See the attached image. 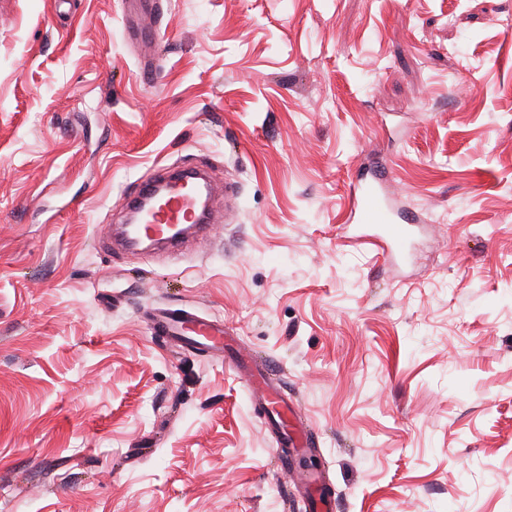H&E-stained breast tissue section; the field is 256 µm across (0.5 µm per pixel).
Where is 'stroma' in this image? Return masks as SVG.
I'll use <instances>...</instances> for the list:
<instances>
[{"instance_id":"35a3bbf8","label":"stroma","mask_w":512,"mask_h":512,"mask_svg":"<svg viewBox=\"0 0 512 512\" xmlns=\"http://www.w3.org/2000/svg\"><path fill=\"white\" fill-rule=\"evenodd\" d=\"M0 0V512H303L223 322L296 399L336 512H512V0ZM160 67L144 79V61ZM238 194L178 260L98 242L186 160ZM423 226L393 269L348 184ZM150 328L174 350H188L202 355L219 353L223 357L225 353L246 382L251 396L270 417L273 432L282 448L315 446L313 433L301 419L296 418V409L288 407L281 391L255 368L256 355L237 350L230 357L229 349L232 345L224 336L223 323L207 320L183 309L160 308L152 313Z\"/></svg>"}]
</instances>
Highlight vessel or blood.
<instances>
[{
	"label": "vessel or blood",
	"instance_id": "1",
	"mask_svg": "<svg viewBox=\"0 0 512 512\" xmlns=\"http://www.w3.org/2000/svg\"><path fill=\"white\" fill-rule=\"evenodd\" d=\"M387 174L378 169L367 171L351 188V217L360 226L357 236L362 246L382 254L392 262L404 256L410 247L412 218L393 209L382 196L381 186ZM156 184L165 188L137 224H117L113 238L125 252L140 253L146 246L175 252L186 242L204 240L213 233L208 212L199 210L201 197L208 195L205 179L191 177L177 180L167 167H158ZM150 328L172 349L202 355L231 353V362L246 382L251 396L270 417L271 426L282 447L310 448L314 445L311 430L296 417L281 391L269 383L250 352H231L223 324L207 320L183 309L160 308L153 312ZM303 482L317 498L318 512H334L335 503L326 491L320 472L311 471Z\"/></svg>",
	"mask_w": 512,
	"mask_h": 512
}]
</instances>
